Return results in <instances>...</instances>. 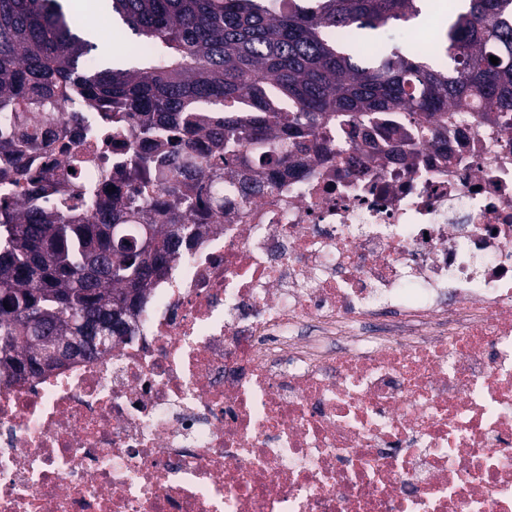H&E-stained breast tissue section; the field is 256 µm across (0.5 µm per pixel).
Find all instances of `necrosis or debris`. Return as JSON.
I'll use <instances>...</instances> for the list:
<instances>
[{
	"instance_id": "4bbe7bcc",
	"label": "necrosis or debris",
	"mask_w": 512,
	"mask_h": 512,
	"mask_svg": "<svg viewBox=\"0 0 512 512\" xmlns=\"http://www.w3.org/2000/svg\"><path fill=\"white\" fill-rule=\"evenodd\" d=\"M301 159L224 206L107 352L0 371V512H512V136L465 120ZM0 154L28 186L157 199L94 107Z\"/></svg>"
}]
</instances>
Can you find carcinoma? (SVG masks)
Masks as SVG:
<instances>
[{
  "label": "carcinoma",
  "mask_w": 512,
  "mask_h": 512,
  "mask_svg": "<svg viewBox=\"0 0 512 512\" xmlns=\"http://www.w3.org/2000/svg\"><path fill=\"white\" fill-rule=\"evenodd\" d=\"M426 0H106L110 19L149 51L117 63L78 26L63 0H0V153L19 159L37 144L30 122L53 100L85 98L128 124L147 143L169 148L134 160L163 200L144 211L127 195L92 200L95 221L43 208L38 196L0 205V366L36 376L37 337L56 329L122 336L117 325L131 293L140 301L199 232L185 210L191 182L228 174L241 193L272 190L261 171L295 153L323 158L327 133L350 141L390 137L379 115L398 112L407 138L436 145L453 123L449 106L469 109L479 125L512 134V0H466L430 56L405 47L360 54L353 37L422 13ZM350 34L347 40L336 31ZM498 58V64L490 57ZM204 137L216 148L184 149ZM125 239L112 242V225ZM149 236V249L135 252Z\"/></svg>",
  "instance_id": "carcinoma-1"
}]
</instances>
